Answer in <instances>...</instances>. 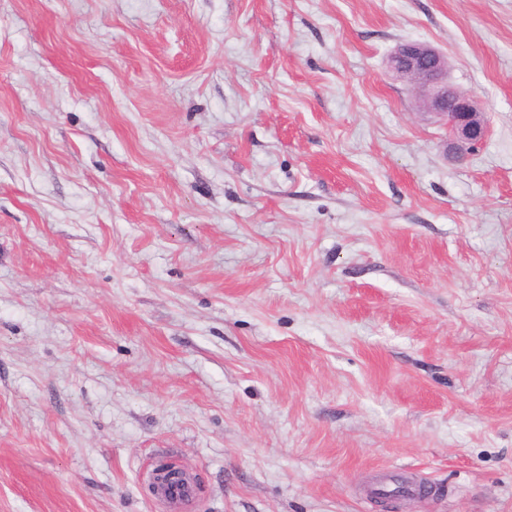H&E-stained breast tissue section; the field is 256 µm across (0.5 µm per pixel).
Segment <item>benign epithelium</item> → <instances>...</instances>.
I'll use <instances>...</instances> for the list:
<instances>
[{
    "instance_id": "1",
    "label": "benign epithelium",
    "mask_w": 512,
    "mask_h": 512,
    "mask_svg": "<svg viewBox=\"0 0 512 512\" xmlns=\"http://www.w3.org/2000/svg\"><path fill=\"white\" fill-rule=\"evenodd\" d=\"M388 68L412 85L426 110L446 121L449 145L457 158L485 138L483 107L475 97L448 85V59L437 49L423 42L400 44L390 53Z\"/></svg>"
}]
</instances>
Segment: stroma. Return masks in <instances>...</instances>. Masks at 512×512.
I'll return each instance as SVG.
<instances>
[{
    "mask_svg": "<svg viewBox=\"0 0 512 512\" xmlns=\"http://www.w3.org/2000/svg\"><path fill=\"white\" fill-rule=\"evenodd\" d=\"M162 466L512 512V0H0V512H165ZM395 77L409 82L423 107L448 124L450 148L457 158L474 150L487 134L484 109L475 97L448 85V59L423 42L398 45L388 57Z\"/></svg>",
    "mask_w": 512,
    "mask_h": 512,
    "instance_id": "obj_1",
    "label": "stroma"
}]
</instances>
